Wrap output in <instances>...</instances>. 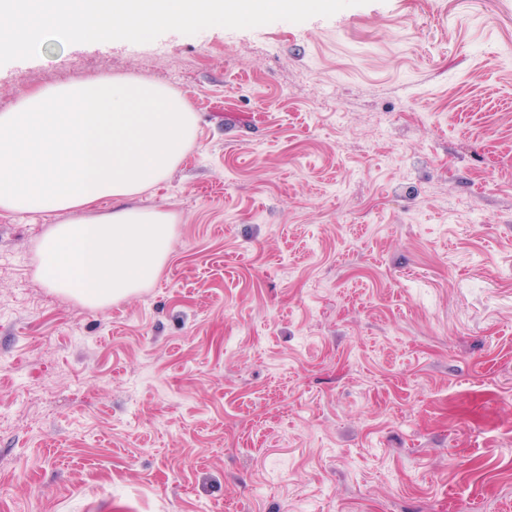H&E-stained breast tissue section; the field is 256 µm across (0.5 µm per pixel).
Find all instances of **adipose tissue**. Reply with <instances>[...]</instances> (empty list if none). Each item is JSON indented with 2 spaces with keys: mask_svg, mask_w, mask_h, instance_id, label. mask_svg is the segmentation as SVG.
<instances>
[{
  "mask_svg": "<svg viewBox=\"0 0 512 512\" xmlns=\"http://www.w3.org/2000/svg\"><path fill=\"white\" fill-rule=\"evenodd\" d=\"M196 131L184 99L149 81L59 84L0 112V211L60 218L37 247L49 288L104 305L154 281L176 217L138 199L182 162Z\"/></svg>",
  "mask_w": 512,
  "mask_h": 512,
  "instance_id": "adipose-tissue-1",
  "label": "adipose tissue"
}]
</instances>
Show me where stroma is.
<instances>
[{"instance_id":"1","label":"stroma","mask_w":512,"mask_h":512,"mask_svg":"<svg viewBox=\"0 0 512 512\" xmlns=\"http://www.w3.org/2000/svg\"><path fill=\"white\" fill-rule=\"evenodd\" d=\"M98 71L197 116L175 235L90 307L0 212V512H512V0L50 40L0 112Z\"/></svg>"}]
</instances>
